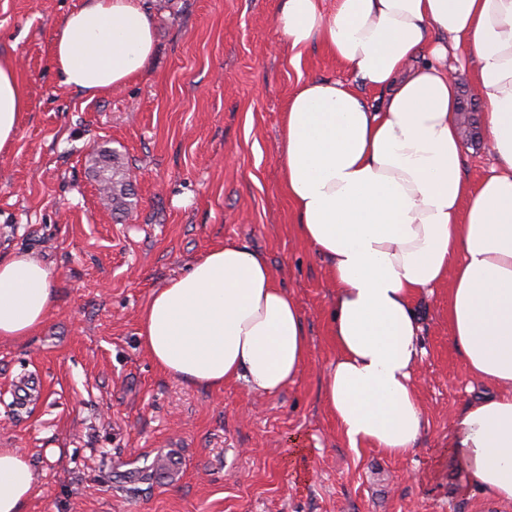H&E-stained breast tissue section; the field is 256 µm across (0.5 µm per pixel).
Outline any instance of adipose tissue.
I'll return each instance as SVG.
<instances>
[{
    "instance_id": "obj_1",
    "label": "adipose tissue",
    "mask_w": 512,
    "mask_h": 512,
    "mask_svg": "<svg viewBox=\"0 0 512 512\" xmlns=\"http://www.w3.org/2000/svg\"><path fill=\"white\" fill-rule=\"evenodd\" d=\"M275 21L294 60L317 43L355 78L300 81L279 141L296 233L336 290L326 408L351 447L412 453L424 428L417 300L447 288L451 341L486 387L456 414L448 449L471 484L512 501V0H280ZM452 45L473 57L496 160L476 185L461 173ZM154 51L144 0H85L57 25L51 61L61 85L93 99L138 80ZM361 83L382 91L378 104ZM29 107L1 56L0 153ZM54 304L40 258H0L1 341L34 334ZM138 325L160 370L206 389L272 394L311 359L298 303L264 252L236 243L154 290ZM34 483L27 456L0 448V512H24Z\"/></svg>"
}]
</instances>
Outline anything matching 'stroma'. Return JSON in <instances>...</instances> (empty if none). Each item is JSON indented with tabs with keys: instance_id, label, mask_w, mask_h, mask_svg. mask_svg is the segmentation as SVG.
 <instances>
[{
	"instance_id": "1",
	"label": "stroma",
	"mask_w": 512,
	"mask_h": 512,
	"mask_svg": "<svg viewBox=\"0 0 512 512\" xmlns=\"http://www.w3.org/2000/svg\"><path fill=\"white\" fill-rule=\"evenodd\" d=\"M146 2L157 40L147 69L90 99L62 86L50 61L57 24L83 0H0V56L15 59L30 93L0 154V257L33 252L56 288L38 331L0 341V448L21 449L36 476L25 512H512L448 453L474 384L450 340L447 289L419 300L425 427L411 454L351 448L324 405L335 290L295 233L278 141L299 80L349 73L316 44L293 62L278 0ZM485 110L477 104L476 134L463 139L473 183L495 163ZM103 145L133 177L128 211L97 181ZM227 242L266 253L303 313L311 361L272 395L186 385L138 342L152 292ZM298 446L302 477L289 464ZM157 462L164 470L141 480Z\"/></svg>"
}]
</instances>
